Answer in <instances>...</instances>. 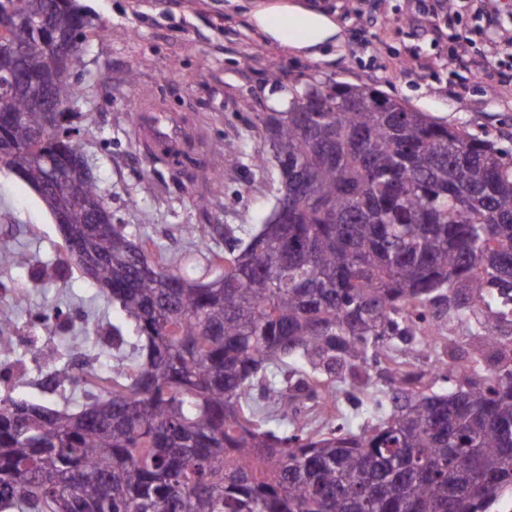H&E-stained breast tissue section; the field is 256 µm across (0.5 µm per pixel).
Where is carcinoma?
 <instances>
[{
  "label": "carcinoma",
  "mask_w": 512,
  "mask_h": 512,
  "mask_svg": "<svg viewBox=\"0 0 512 512\" xmlns=\"http://www.w3.org/2000/svg\"><path fill=\"white\" fill-rule=\"evenodd\" d=\"M5 18L0 46L25 53L0 162L37 188L79 151L64 121L95 23L76 0H0ZM58 33L64 60L41 48ZM40 89L58 103L44 137ZM256 119L280 195L246 244L211 255L213 278L90 223L94 180L59 186L82 199L59 225L66 259L121 313L111 375L63 374L76 410L0 396V512H491L512 493V154L340 81L291 85ZM29 263L0 251V268ZM437 315L480 336L435 371L446 393L408 368ZM338 384L377 389L376 422H336Z\"/></svg>",
  "instance_id": "obj_1"
}]
</instances>
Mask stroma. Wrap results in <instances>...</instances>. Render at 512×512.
Instances as JSON below:
<instances>
[{
    "mask_svg": "<svg viewBox=\"0 0 512 512\" xmlns=\"http://www.w3.org/2000/svg\"><path fill=\"white\" fill-rule=\"evenodd\" d=\"M96 22L87 33L79 80L85 95L70 109L82 154L112 221L152 239L155 258L181 261L197 275L210 252H229L266 222L279 195L256 115L284 108V88L318 79L377 88L451 125L464 124L512 152V57L491 50L512 36V0H500L497 25L480 33L476 0H456L440 38L414 22L418 0H78ZM298 5L329 17L336 38L315 54L283 45L256 21L261 10ZM487 58L481 78L458 75L460 48ZM415 58L419 76L396 62ZM159 101L201 135L194 167L175 171L138 144L134 111ZM193 225L204 243L187 235ZM23 249L32 264L0 269V302L14 312L19 342L0 358V395L19 392L11 368L22 357L30 378L43 361L30 340L62 353L89 348L88 333L109 330L118 313L74 264L62 263V237L39 194L0 164V250Z\"/></svg>",
    "mask_w": 512,
    "mask_h": 512,
    "instance_id": "35a3bbf8",
    "label": "stroma"
}]
</instances>
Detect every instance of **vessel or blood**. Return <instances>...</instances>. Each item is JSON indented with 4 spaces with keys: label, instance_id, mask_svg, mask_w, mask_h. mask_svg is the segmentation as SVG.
I'll use <instances>...</instances> for the list:
<instances>
[{
    "label": "vessel or blood",
    "instance_id": "obj_1",
    "mask_svg": "<svg viewBox=\"0 0 512 512\" xmlns=\"http://www.w3.org/2000/svg\"><path fill=\"white\" fill-rule=\"evenodd\" d=\"M135 134L143 149L162 147L165 156L177 155L196 142L195 132L186 127L175 114L154 104L138 108L135 115Z\"/></svg>",
    "mask_w": 512,
    "mask_h": 512
}]
</instances>
